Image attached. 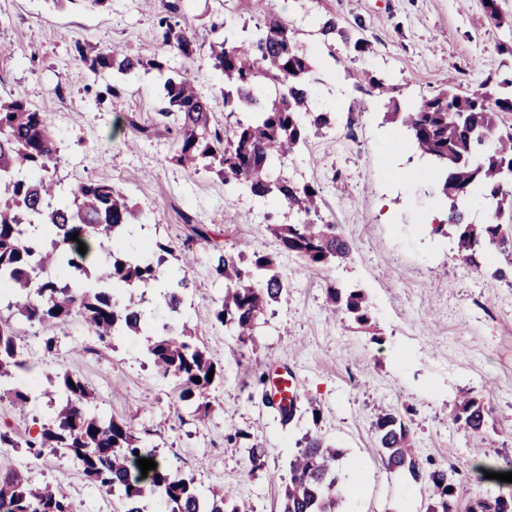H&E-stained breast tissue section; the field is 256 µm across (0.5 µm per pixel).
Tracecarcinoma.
I'll use <instances>...</instances> for the list:
<instances>
[{
  "mask_svg": "<svg viewBox=\"0 0 512 512\" xmlns=\"http://www.w3.org/2000/svg\"><path fill=\"white\" fill-rule=\"evenodd\" d=\"M167 10L169 15L158 23L159 39L186 63L165 78L164 106L158 112L161 119L176 124V162L196 173L212 172L226 186H242L299 215L289 224L267 225L283 253L316 268L349 260L351 243L338 225L321 216L322 188L276 173L304 146L310 129L331 124L330 113L318 109L313 62L298 44L294 29L268 14L246 40L226 29L224 38L209 44L212 67L224 76L226 115L224 126L217 127L211 121L210 101L188 66L196 54L195 42L172 20L178 11L175 0ZM319 33L330 48L339 38L359 56L370 51L368 40L351 39L332 17L322 22ZM75 50L95 72L166 70L163 60L118 46L89 55L78 42ZM503 112H512V79L488 78L472 92L450 85L405 112L395 103L387 113L388 120L405 127L416 148L433 161L438 173L435 192L448 205V224L454 228L458 255L466 262H475L481 250L493 246L512 264V224L495 220L512 213V132L499 129ZM484 138L495 141L494 150L480 149ZM57 160L46 113L21 96L1 98L0 289L8 291L10 299L9 316L0 314V385L29 370L12 317L40 327L44 350L53 353L58 348L55 327L76 315L102 342L116 335L133 337L158 371L179 381L180 399L195 407L199 416H207L208 393L223 377L222 367L189 328L171 334L165 325L157 334L149 328L147 308L121 300L124 288L154 287L166 257L176 258L177 247L158 243L153 248H125V236L139 223L140 211L110 183L81 182L70 190L69 199L56 201L48 177ZM479 196L496 201V209L495 217L476 224L459 204ZM74 233L77 242L71 239ZM91 239L100 248L107 241L112 249L107 274L97 278L96 287L86 289L77 285L88 274L87 255L78 248ZM210 260L215 278L224 282V297L213 307V321L232 328L242 342L251 339L259 316L286 291L276 258L257 251L233 254L216 245ZM189 287L190 280L183 276L161 294L169 313H179L181 293ZM327 301L333 310L347 312L359 323L369 321V302L361 289L331 287ZM57 379L64 405L41 425L38 435L26 440L33 457L46 448L63 450L90 481L110 494L118 493L114 512H147V503L153 500L165 505L164 512H250L245 501L222 486L200 494L193 478L174 471L154 450L141 445L131 424L91 411L95 393L81 378L66 371ZM489 413L484 401L466 393L455 404L454 421L479 436ZM375 430L385 468L406 472L414 482L427 485L426 512H512V497L502 496H477L459 508L456 468L424 469L411 448L410 426L399 412L378 414ZM339 456L323 437H306L283 480L280 512H337ZM140 458L157 464L145 477L137 464ZM0 512H73V506L61 489L35 486L23 470L10 468L0 469Z\"/></svg>",
  "mask_w": 512,
  "mask_h": 512,
  "instance_id": "1",
  "label": "carcinoma"
}]
</instances>
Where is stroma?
<instances>
[{
  "instance_id": "stroma-1",
  "label": "stroma",
  "mask_w": 512,
  "mask_h": 512,
  "mask_svg": "<svg viewBox=\"0 0 512 512\" xmlns=\"http://www.w3.org/2000/svg\"><path fill=\"white\" fill-rule=\"evenodd\" d=\"M167 2L111 0L93 8L74 0L60 9L51 0H0V97L22 95L47 113L57 135L59 161L51 176L59 195L87 180L110 183L142 211L128 243L170 242L194 256L190 268L171 260L163 270L193 282L178 321L195 328L224 368L214 410L206 422L197 421L193 406L180 401L177 381L156 371L127 337L103 344L74 317L58 325L59 347L48 356L37 328L16 317L13 329L41 390L24 408L0 398V432L15 441L0 447V468L29 459L25 442L55 416L61 398L50 386L67 371L94 388L99 413L142 431L144 446L193 476L200 492L224 485L253 512H278L280 478L308 434L341 452L338 512H425V485L382 465L374 422L385 407L410 411L420 462L454 466L462 476L461 498L512 496V484L494 485L476 472L481 464L512 471V279L495 276L505 263L495 250L477 255L472 265L458 259L451 226L433 222L441 200L431 192L427 158L405 128L385 119L392 103L407 107L448 81L473 90L511 71L512 0H499L498 27L483 0H267L268 11L286 19L313 56L320 106L336 115L331 129L310 133L283 171L321 186L322 216L341 225L353 254L320 271L280 255L287 290L245 343L211 320L213 303L224 296L210 267L212 247L232 253L246 242L278 253L266 227L293 221V213L174 161L176 138L159 123L163 78L157 71L94 73L75 52L79 40L100 49L119 43L136 55L163 57L168 70L180 69L182 59L165 53L157 38ZM179 4L176 19L198 45L193 67L200 90L210 100L213 123L223 125L224 78L212 68L208 46L225 27H250L258 16L252 0ZM326 16L349 32L363 20L370 53L354 57L340 41L326 52L317 33ZM372 75L386 80L387 93H369ZM113 84L122 87L120 97L108 94ZM356 99L364 111H351ZM135 123L152 135L131 150L126 141ZM188 214L209 224L210 241L193 234L184 222ZM334 286L366 292L371 326L326 311ZM262 372L297 374L299 398L288 423L265 402L270 385L255 384ZM463 391L491 410L482 436L452 420ZM254 446L265 451L257 468L248 459ZM33 468L38 481L71 498L75 512H106L113 501L70 457L48 450Z\"/></svg>"
}]
</instances>
